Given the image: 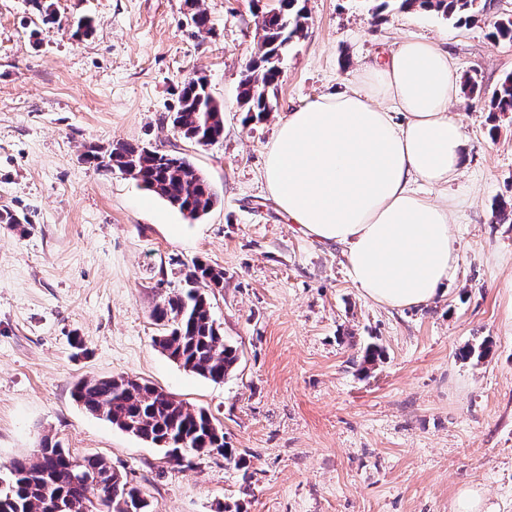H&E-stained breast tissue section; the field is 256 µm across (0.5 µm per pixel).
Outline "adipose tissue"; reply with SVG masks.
Here are the masks:
<instances>
[{
    "label": "adipose tissue",
    "instance_id": "ef3b65f1",
    "mask_svg": "<svg viewBox=\"0 0 512 512\" xmlns=\"http://www.w3.org/2000/svg\"><path fill=\"white\" fill-rule=\"evenodd\" d=\"M355 87L319 96L281 119L266 153L269 192L304 234L346 247L365 297L393 309L443 296L459 245L447 190L468 141L449 112L461 90L447 50L406 39L362 67Z\"/></svg>",
    "mask_w": 512,
    "mask_h": 512
}]
</instances>
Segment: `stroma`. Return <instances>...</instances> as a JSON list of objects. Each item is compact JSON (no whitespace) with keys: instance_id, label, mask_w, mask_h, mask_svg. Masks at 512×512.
I'll use <instances>...</instances> for the list:
<instances>
[{"instance_id":"1","label":"stroma","mask_w":512,"mask_h":512,"mask_svg":"<svg viewBox=\"0 0 512 512\" xmlns=\"http://www.w3.org/2000/svg\"><path fill=\"white\" fill-rule=\"evenodd\" d=\"M272 110L237 102L256 52L252 0H0V469L35 458L40 439L107 459L160 512H455L478 487L482 512H512V113L490 111L512 72V43L485 19L458 27L419 10L374 14V0H304ZM440 42L484 102L453 111L468 159L447 191L459 265L446 295L420 308L366 298L343 249L298 231L267 189L265 153L280 118L341 91L360 64L407 38ZM206 76L224 135L200 147L168 117L184 84ZM153 144L188 155L218 196L192 220L88 146ZM197 259L224 271L213 316L240 360L223 382L184 371L154 345L152 310ZM384 350L360 370L367 344ZM487 344L485 358L460 359ZM124 374L206 409L243 479L223 458L175 464L79 407L83 377Z\"/></svg>"}]
</instances>
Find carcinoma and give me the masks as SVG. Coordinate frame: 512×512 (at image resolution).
<instances>
[{
	"mask_svg": "<svg viewBox=\"0 0 512 512\" xmlns=\"http://www.w3.org/2000/svg\"><path fill=\"white\" fill-rule=\"evenodd\" d=\"M389 7L419 8L465 26L482 21L485 10L481 0H383L380 4L382 9ZM306 19L302 0H278V12L258 23L257 52L239 91V103L249 118L259 119L270 111L269 93L279 80L281 57L302 37ZM492 36L512 42L511 15L493 22ZM207 85L204 76L190 79L181 90L179 108L170 116L176 133L199 146L216 142L224 134V105L206 91ZM489 107L492 112H512V72L492 93ZM101 155L100 147L93 145L83 159L100 171L134 168V180L182 214L205 215L216 203L207 180L178 151L118 142L108 151V161L101 160ZM184 281V287L166 294L152 312L163 329L154 344L184 370L222 382L239 360V350L224 339L201 288L224 287V271L198 259ZM72 395L87 412L122 431L131 427V434L166 449V456L175 462L214 455L237 466L245 462L246 451L229 447L223 427L208 412L172 395L161 398L146 381L125 375L83 378L73 385ZM78 473L84 480L75 483L72 476ZM98 476L110 479L111 489L98 487ZM53 498L61 504L59 512H125V504L132 512H158L149 495L130 484L106 459L73 456L60 441L46 436L36 459L15 460L0 472V512H47V502ZM94 500L104 510L87 509Z\"/></svg>",
	"mask_w": 512,
	"mask_h": 512,
	"instance_id": "cac0c4a2",
	"label": "carcinoma"
}]
</instances>
